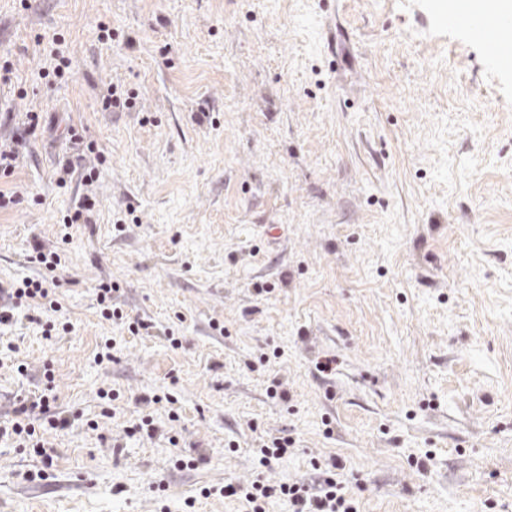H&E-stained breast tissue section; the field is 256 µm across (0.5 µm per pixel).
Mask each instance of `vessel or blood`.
<instances>
[{
  "label": "vessel or blood",
  "instance_id": "b4317fda",
  "mask_svg": "<svg viewBox=\"0 0 512 512\" xmlns=\"http://www.w3.org/2000/svg\"><path fill=\"white\" fill-rule=\"evenodd\" d=\"M448 17L484 42L496 65L512 66V15L477 13L464 0H451Z\"/></svg>",
  "mask_w": 512,
  "mask_h": 512
}]
</instances>
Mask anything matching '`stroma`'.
<instances>
[{"mask_svg": "<svg viewBox=\"0 0 512 512\" xmlns=\"http://www.w3.org/2000/svg\"><path fill=\"white\" fill-rule=\"evenodd\" d=\"M440 2L0 0V136L49 124L0 177V281L57 245L70 322L0 330V413L49 372L73 419L49 467L0 443V512H247L207 488L330 457L360 512H512V70ZM112 84L133 108L103 110ZM70 124L93 186L58 182ZM102 281L149 332L101 316ZM147 413L160 437L130 434ZM290 443L287 437L274 438L264 443L260 448L259 463L262 466H269L273 462L279 461L288 454Z\"/></svg>", "mask_w": 512, "mask_h": 512, "instance_id": "35a3bbf8", "label": "stroma"}]
</instances>
